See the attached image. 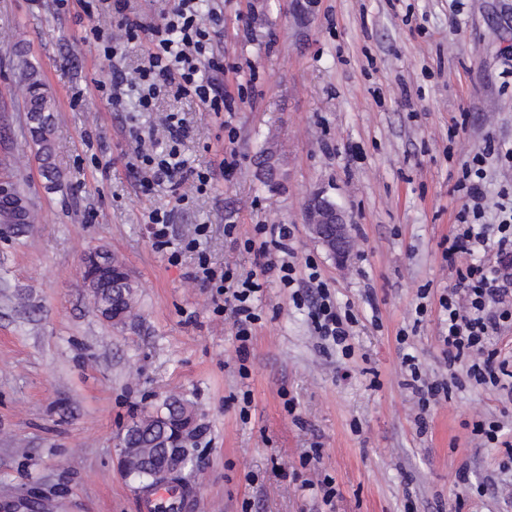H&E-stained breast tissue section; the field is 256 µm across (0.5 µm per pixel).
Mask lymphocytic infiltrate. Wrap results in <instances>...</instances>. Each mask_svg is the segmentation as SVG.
Masks as SVG:
<instances>
[{"mask_svg":"<svg viewBox=\"0 0 512 512\" xmlns=\"http://www.w3.org/2000/svg\"><path fill=\"white\" fill-rule=\"evenodd\" d=\"M206 0H175L162 24L146 26L121 24L116 33L91 28L92 40L105 60L115 58L122 48L140 46L145 63L133 81L113 71L109 81L98 90L112 105H120L129 93H136L138 111L148 112L162 93L172 90L181 96L197 98L215 113L230 109L231 98L224 90V58L210 48L211 33L224 23L222 11L206 8ZM161 123L168 133L165 150L147 147L136 137V168L142 174L141 187L150 190L166 182L172 190L190 185L197 193H206L214 179V170L195 169L181 158L178 146L185 137L186 124L179 113H166ZM497 157L512 166V148L486 139L462 169L458 190L467 202L455 217V223L441 242L442 256L455 271V282L440 295L443 315L439 340L452 373L449 379L432 380L422 373L414 356L404 355L403 365L410 373L409 386L416 398L417 422H424L432 401L451 395L461 380L491 387L512 399V360L503 357L498 343L512 329V190H502L499 224L483 223L488 207L484 192L485 165ZM295 227L291 224H257L246 238L244 248L253 252L257 270L224 272L200 261L190 275L192 282L216 289L224 298V309L235 328L239 357H246L261 316L254 301L262 290L260 278L276 273L282 287L291 291L295 306L307 307L313 330L321 340L340 350L343 356L353 352L351 339L358 318L352 308H338L327 282L322 280L314 262H307V277L296 275L292 246Z\"/></svg>","mask_w":512,"mask_h":512,"instance_id":"f902f5d3","label":"lymphocytic infiltrate"}]
</instances>
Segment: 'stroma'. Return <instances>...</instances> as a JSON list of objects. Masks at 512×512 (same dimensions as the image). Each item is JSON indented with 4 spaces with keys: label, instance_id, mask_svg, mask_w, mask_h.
<instances>
[{
    "label": "stroma",
    "instance_id": "1",
    "mask_svg": "<svg viewBox=\"0 0 512 512\" xmlns=\"http://www.w3.org/2000/svg\"><path fill=\"white\" fill-rule=\"evenodd\" d=\"M171 3L128 0L118 15L0 0V170L39 214L20 233L0 224V512H29L43 497L57 512H140L117 444L133 416L173 395L202 423L189 485L198 512H404L409 502L512 512L504 448L472 433L480 415L512 428V403L468 384L432 404L421 431L401 367L409 353L429 374L446 371L438 298L454 279L440 243L464 201L463 164L486 138L512 146V0H217L224 27L212 49L233 111L171 92L153 112L108 105L96 84L110 68L86 28L157 25ZM22 58L56 103L53 189L28 133ZM165 112L186 120L190 166L238 161L179 205L165 184L143 197L128 167L132 133L151 125L162 139ZM268 151L280 166L274 190L259 165ZM317 194L351 226L346 264L307 227ZM155 208L173 212L177 263L153 245ZM258 223L296 225L298 260L315 259L337 305L358 316L351 357L318 342L307 309L271 274L249 375H239L231 321L188 276L202 255L218 270L253 269L224 227L244 237ZM197 224L209 232L185 250ZM95 250L122 255L139 285L126 325L96 312L83 283L81 260ZM327 474L337 488L328 505L316 489Z\"/></svg>",
    "mask_w": 512,
    "mask_h": 512
}]
</instances>
